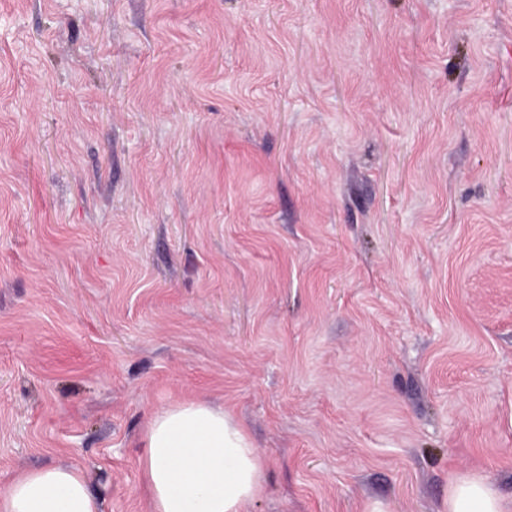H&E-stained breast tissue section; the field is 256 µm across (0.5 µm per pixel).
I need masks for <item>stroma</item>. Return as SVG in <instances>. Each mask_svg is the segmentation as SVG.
Here are the masks:
<instances>
[{"instance_id":"35a3bbf8","label":"stroma","mask_w":512,"mask_h":512,"mask_svg":"<svg viewBox=\"0 0 512 512\" xmlns=\"http://www.w3.org/2000/svg\"><path fill=\"white\" fill-rule=\"evenodd\" d=\"M185 399L246 512L512 499V0H0V490ZM505 499L487 477L479 474L455 477L448 484V512H511Z\"/></svg>"}]
</instances>
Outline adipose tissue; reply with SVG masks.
<instances>
[{"label":"adipose tissue","instance_id":"adipose-tissue-1","mask_svg":"<svg viewBox=\"0 0 512 512\" xmlns=\"http://www.w3.org/2000/svg\"><path fill=\"white\" fill-rule=\"evenodd\" d=\"M140 446L150 512H244L265 492L264 459L223 407L175 402L152 416ZM0 512H98V505L80 470L49 467L17 472L0 491ZM448 512H512V500L485 476L455 477Z\"/></svg>","mask_w":512,"mask_h":512}]
</instances>
